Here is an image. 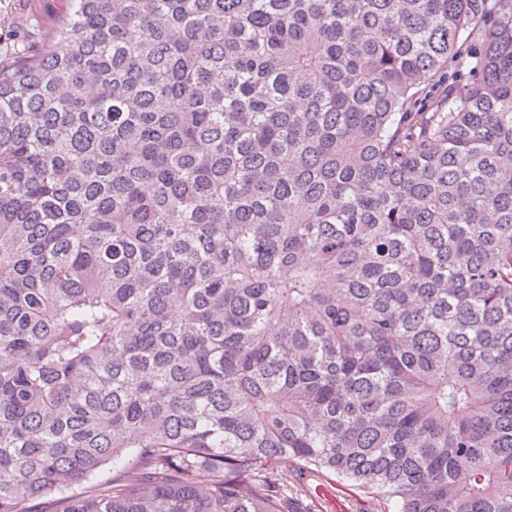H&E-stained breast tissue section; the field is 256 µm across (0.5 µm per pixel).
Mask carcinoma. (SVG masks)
Instances as JSON below:
<instances>
[{"label": "carcinoma", "instance_id": "carcinoma-1", "mask_svg": "<svg viewBox=\"0 0 512 512\" xmlns=\"http://www.w3.org/2000/svg\"><path fill=\"white\" fill-rule=\"evenodd\" d=\"M0 58V512H512V0H65ZM288 490L289 510L308 512H359L362 493L349 487L332 475L308 473L301 485ZM304 489V490H303Z\"/></svg>", "mask_w": 512, "mask_h": 512}]
</instances>
